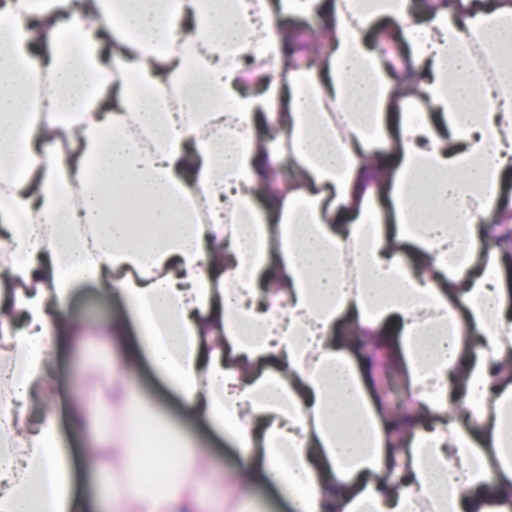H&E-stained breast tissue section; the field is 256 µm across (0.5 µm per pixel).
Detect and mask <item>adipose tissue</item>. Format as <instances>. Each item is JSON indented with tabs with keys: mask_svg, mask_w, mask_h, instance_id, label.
Here are the masks:
<instances>
[{
	"mask_svg": "<svg viewBox=\"0 0 512 512\" xmlns=\"http://www.w3.org/2000/svg\"><path fill=\"white\" fill-rule=\"evenodd\" d=\"M511 178L512 0H0V512H90L82 470L116 512H512ZM85 283L127 308L90 405ZM53 362L62 387H70L75 397L89 399L104 385V378L91 375L74 364L70 346L65 341L57 346ZM130 382L137 391L164 409L173 419L189 425L199 436L205 438L210 446V454L218 465L219 472L232 469L238 465L234 444L227 437H220L209 431L207 427L188 420L183 412L178 396L153 371L147 363L130 377ZM112 487V474L106 472L102 475H91L82 481V488L94 512L111 511L112 503L109 496Z\"/></svg>",
	"mask_w": 512,
	"mask_h": 512,
	"instance_id": "obj_1",
	"label": "adipose tissue"
}]
</instances>
